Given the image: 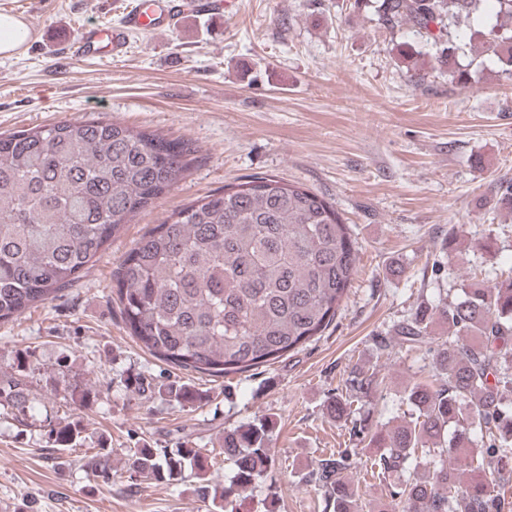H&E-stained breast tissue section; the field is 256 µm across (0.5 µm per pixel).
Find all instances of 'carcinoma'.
I'll use <instances>...</instances> for the list:
<instances>
[{"label":"carcinoma","instance_id":"1","mask_svg":"<svg viewBox=\"0 0 512 512\" xmlns=\"http://www.w3.org/2000/svg\"><path fill=\"white\" fill-rule=\"evenodd\" d=\"M487 21L474 26L484 4ZM378 20L407 25L439 50L448 76L470 78L460 57L468 45L491 50L512 75V0H374ZM399 63L419 52L403 42ZM189 140L130 127L103 116L0 134V321L43 304L77 281L106 244L190 172ZM358 248L338 210L312 190L257 177L198 198L144 234L113 274L130 336L154 357L184 370L225 375L282 357L323 332L357 274ZM462 296L418 306L398 325L409 351L433 352L428 378L403 401L409 420L392 428L370 411L352 434L376 449L371 468L399 478L390 512H502L490 487L512 476V267L491 287L477 276ZM448 335H433V325ZM386 387L377 365L355 367L330 410L346 419ZM165 393L180 404L200 395L186 385ZM0 407L31 409L26 379L0 377ZM274 422L224 433L231 484L198 488L224 512L231 494L274 463ZM139 477L173 484L206 480L214 457L202 448H137ZM349 455L328 457L312 472L329 512H363L345 475Z\"/></svg>","mask_w":512,"mask_h":512}]
</instances>
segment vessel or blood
<instances>
[{
	"instance_id": "1",
	"label": "vessel or blood",
	"mask_w": 512,
	"mask_h": 512,
	"mask_svg": "<svg viewBox=\"0 0 512 512\" xmlns=\"http://www.w3.org/2000/svg\"><path fill=\"white\" fill-rule=\"evenodd\" d=\"M204 6L210 7L213 14L221 12L214 0H135L119 25L81 30L69 51L78 59L107 58L123 49L129 33L157 30Z\"/></svg>"
}]
</instances>
